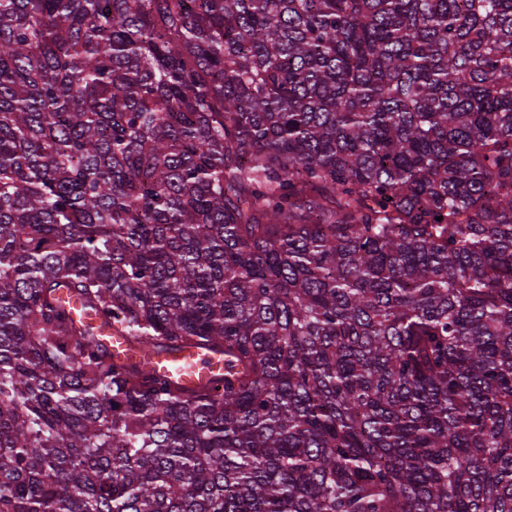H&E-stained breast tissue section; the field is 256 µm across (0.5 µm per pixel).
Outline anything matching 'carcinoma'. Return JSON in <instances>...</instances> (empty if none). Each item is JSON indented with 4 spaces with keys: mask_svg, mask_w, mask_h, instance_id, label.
<instances>
[{
    "mask_svg": "<svg viewBox=\"0 0 512 512\" xmlns=\"http://www.w3.org/2000/svg\"><path fill=\"white\" fill-rule=\"evenodd\" d=\"M0 512H512V0H0ZM152 363L161 374L188 388L205 384L224 374V357L196 348L174 355L154 357Z\"/></svg>",
    "mask_w": 512,
    "mask_h": 512,
    "instance_id": "cac0c4a2",
    "label": "carcinoma"
}]
</instances>
